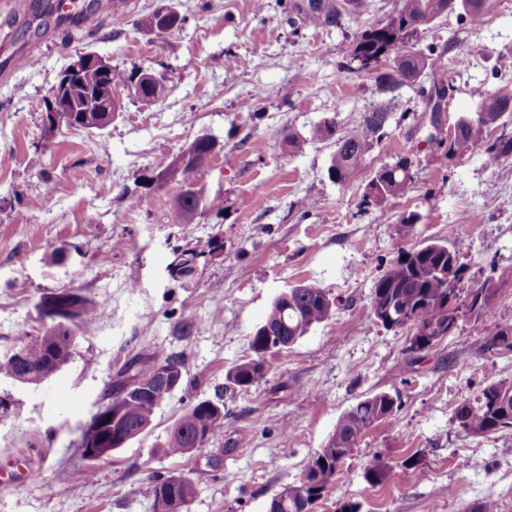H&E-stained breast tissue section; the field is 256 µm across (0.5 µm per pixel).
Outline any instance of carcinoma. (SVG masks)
Wrapping results in <instances>:
<instances>
[{
    "mask_svg": "<svg viewBox=\"0 0 512 512\" xmlns=\"http://www.w3.org/2000/svg\"><path fill=\"white\" fill-rule=\"evenodd\" d=\"M357 4L358 0H301L293 4V8L307 24L337 26L346 7L354 9ZM490 8V0H398L396 9L386 22L367 24L360 29L347 63L349 70L360 72L362 68L356 66L355 61L361 56L377 60L385 53L396 60L402 72L400 76L390 70H370L386 98L361 115L360 130L338 135L334 123L325 120L311 128L309 138L295 141L294 147L301 149L310 139H334L329 178L339 184L352 179L364 166L372 142L387 135L393 117L395 92L402 86H408L418 89L419 95L426 97L425 88L419 85V81L428 73L432 75L434 86H445V82L438 79V74L444 70L441 56L435 54L431 47L426 51L419 48L422 35L415 31V24L427 17L433 23L444 13L457 12L466 16L471 25L480 26ZM104 81L103 74L93 67L82 70L76 77L80 94L85 96L96 93ZM474 98L475 112L456 119L444 157L461 158L479 148L490 166L511 160L512 137L492 140L490 131L504 123V119L512 117V85H502L492 92L477 88ZM410 182L411 160L403 156L375 172L366 186L364 198L373 199L377 193L387 198L402 195ZM197 206L198 201L190 186L168 200L171 218L176 223L184 221L186 213ZM464 249L465 242L455 237L441 243H422L402 252V257L375 282L371 302H392L393 310L403 316V320L392 325L394 329H414L421 323L441 320L445 313L451 320H457L456 302L459 293L464 291L465 269L460 263ZM334 305L335 302L321 288L304 285L288 289V298H277L264 322L256 329L250 344L254 357L232 368L227 374L228 381L240 389L258 382L266 374V355L281 351V348L304 336L312 326L329 319ZM37 308L39 317L47 323L35 335L24 333L21 338L24 346L18 359L0 358V373L23 385L32 384L31 378L35 374L47 379L54 376L69 357L67 353L58 354V349L73 335L71 325L77 321L93 322L101 311L97 300L72 290L42 297ZM268 331L282 341L283 347L269 345ZM143 363L150 370L157 366L185 365L184 358L161 351L146 354ZM140 377L138 373L117 380L105 407L107 411L114 408L122 411L130 432L151 422L155 410L173 391L171 386L160 384L154 388L150 398H133L127 388ZM215 408L224 410V406L215 407L211 401H200L189 407L177 421L163 451L168 455L184 456L204 447L224 427V418L215 415ZM395 408L396 401L392 395L379 392L346 411L325 446L308 459V462L318 465L321 479L307 490L301 483L297 489L288 490L287 502L278 512H314L315 503L323 497L322 490L336 478L350 451L358 446L369 428L391 417ZM454 420L467 434L481 431L488 435L512 429V381L499 380L487 384L476 398L464 401L457 408ZM80 439L95 440L99 448L113 447L112 431L107 427L84 431ZM194 493L193 481L188 478L177 485L169 484L167 478L158 479L153 488V507L170 498H177L185 504Z\"/></svg>",
    "mask_w": 512,
    "mask_h": 512,
    "instance_id": "carcinoma-1",
    "label": "carcinoma"
}]
</instances>
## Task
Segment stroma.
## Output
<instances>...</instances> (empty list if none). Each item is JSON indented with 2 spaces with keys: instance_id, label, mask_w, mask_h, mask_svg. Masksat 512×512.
<instances>
[{
  "instance_id": "stroma-1",
  "label": "stroma",
  "mask_w": 512,
  "mask_h": 512,
  "mask_svg": "<svg viewBox=\"0 0 512 512\" xmlns=\"http://www.w3.org/2000/svg\"><path fill=\"white\" fill-rule=\"evenodd\" d=\"M81 2L98 23L71 33L56 15L17 19L0 5V351L40 329L43 296L78 289L107 308L75 327L69 360L42 384L0 376V512H153L155 477L172 475L195 486L182 512H268L343 413L378 392L397 407L352 450L318 512L344 502L360 512H471L485 500L512 512V429L472 436L453 420L488 383L512 380V350L484 348L488 333L512 324V160L444 159L425 100L407 87L350 182L328 176L333 141L308 138L327 118L338 132L356 130L381 99L374 78L343 65L357 26L386 22L396 0H361L337 27L297 22L289 0H126L120 25L109 0ZM158 8L176 11L179 26L140 28ZM423 42L446 51V134L473 112L474 88L512 83V0H494L480 27L442 16ZM29 47L38 63L12 69L13 51ZM89 51L111 58L118 86L137 69L165 74L163 97L124 98L102 130L48 127L49 89ZM203 136L214 149L202 166L161 177L158 160ZM292 137L305 138L302 151ZM403 155L413 160L406 193L365 201L374 172ZM189 184L221 196L223 211L172 223L166 203ZM410 213L420 216L411 233L399 222ZM451 233L466 242L468 285L491 281L497 295L480 316L460 310L418 360L410 329L374 321L373 286L403 250ZM210 241L192 281L170 277L175 251ZM299 284L335 299L332 317L269 356L258 384L230 387L228 371L251 358L273 302ZM154 350L183 356L181 384L141 435L83 459L81 430L118 372ZM204 400L223 405V429L191 454L165 455L175 422ZM375 458L387 468L378 483L366 477Z\"/></svg>"
}]
</instances>
